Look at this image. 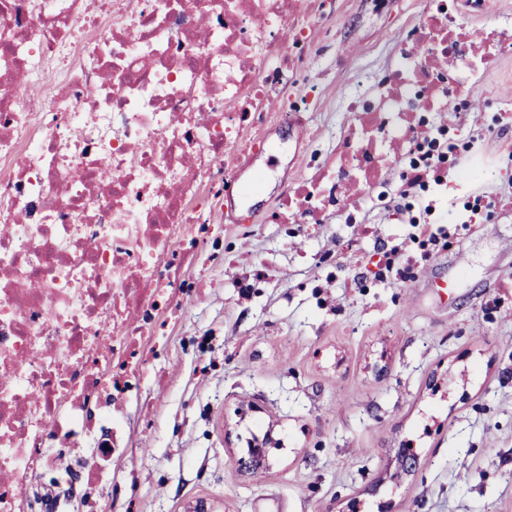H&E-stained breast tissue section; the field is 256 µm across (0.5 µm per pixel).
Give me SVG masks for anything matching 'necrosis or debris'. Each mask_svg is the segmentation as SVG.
Here are the masks:
<instances>
[{"label": "necrosis or debris", "mask_w": 512, "mask_h": 512, "mask_svg": "<svg viewBox=\"0 0 512 512\" xmlns=\"http://www.w3.org/2000/svg\"><path fill=\"white\" fill-rule=\"evenodd\" d=\"M313 14L335 16V0H0V512H34L30 490L74 448L90 470L112 455L79 440L96 416L123 426L132 323L167 298L173 244L212 221L191 201L223 197L236 146L263 142ZM511 31L501 16L467 54L455 18L419 26L435 61L464 59L459 95ZM414 66L403 53L399 78L370 89L305 200L382 186L392 162L423 179L403 107Z\"/></svg>", "instance_id": "obj_1"}]
</instances>
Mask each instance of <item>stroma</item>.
I'll use <instances>...</instances> for the list:
<instances>
[{
    "instance_id": "stroma-1",
    "label": "stroma",
    "mask_w": 512,
    "mask_h": 512,
    "mask_svg": "<svg viewBox=\"0 0 512 512\" xmlns=\"http://www.w3.org/2000/svg\"><path fill=\"white\" fill-rule=\"evenodd\" d=\"M429 0H336L306 22L301 72L271 93L298 109L250 144L223 199L202 195L212 245L185 253L159 343H145L128 450L96 512H512V45L496 52L441 137L450 160L432 188L393 180L305 224L284 206L336 147L359 87L390 79L417 42ZM257 195L236 204L249 175ZM234 200L225 211L223 200ZM448 226L445 248L407 279L365 275L379 245L414 223ZM378 242L361 241V224ZM335 253L334 267L320 263ZM267 464L241 471L252 437Z\"/></svg>"
}]
</instances>
